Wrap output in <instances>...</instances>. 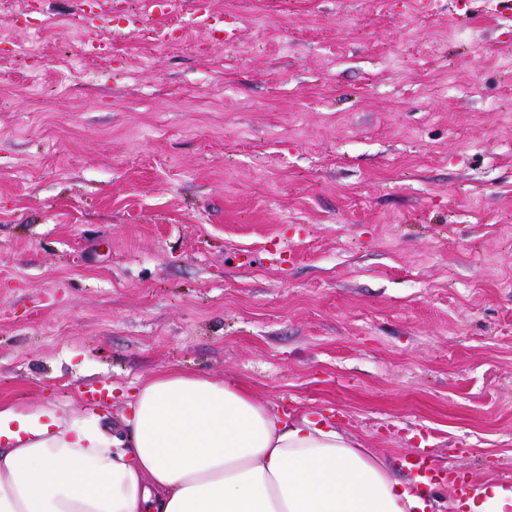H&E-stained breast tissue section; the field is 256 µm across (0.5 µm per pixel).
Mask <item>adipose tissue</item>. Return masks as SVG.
Here are the masks:
<instances>
[{
    "label": "adipose tissue",
    "instance_id": "obj_1",
    "mask_svg": "<svg viewBox=\"0 0 512 512\" xmlns=\"http://www.w3.org/2000/svg\"><path fill=\"white\" fill-rule=\"evenodd\" d=\"M100 414L0 403V512H409L420 500L335 427L235 381L165 370Z\"/></svg>",
    "mask_w": 512,
    "mask_h": 512
}]
</instances>
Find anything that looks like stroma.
I'll use <instances>...</instances> for the list:
<instances>
[{"mask_svg":"<svg viewBox=\"0 0 512 512\" xmlns=\"http://www.w3.org/2000/svg\"><path fill=\"white\" fill-rule=\"evenodd\" d=\"M167 2L0 0V402L112 426L179 368L512 477V22Z\"/></svg>","mask_w":512,"mask_h":512,"instance_id":"35a3bbf8","label":"stroma"}]
</instances>
